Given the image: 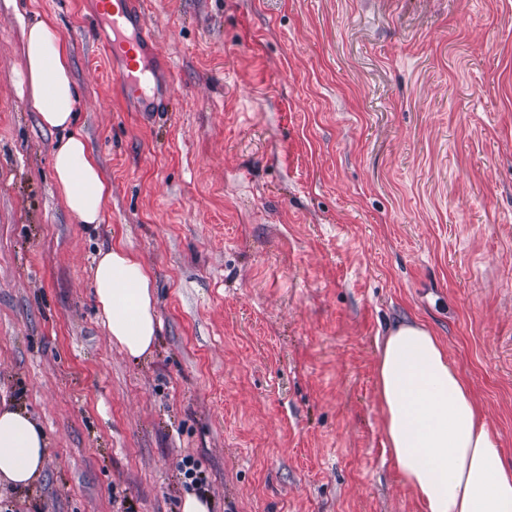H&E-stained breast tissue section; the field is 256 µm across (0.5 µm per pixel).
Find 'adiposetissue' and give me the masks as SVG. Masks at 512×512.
<instances>
[{
    "label": "adipose tissue",
    "mask_w": 512,
    "mask_h": 512,
    "mask_svg": "<svg viewBox=\"0 0 512 512\" xmlns=\"http://www.w3.org/2000/svg\"><path fill=\"white\" fill-rule=\"evenodd\" d=\"M22 33L38 122L60 134L52 167L64 205L80 223H101L112 190L75 129L68 45L48 16ZM92 285L113 343L132 357L147 354L159 326L151 269L120 242L97 252ZM378 352L377 397L388 446L423 512H512V467L504 465L486 411L439 338L404 320L388 327ZM45 457L42 427L25 410L0 406V484L32 485Z\"/></svg>",
    "instance_id": "1"
}]
</instances>
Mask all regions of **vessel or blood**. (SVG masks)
I'll return each mask as SVG.
<instances>
[{
  "label": "vessel or blood",
  "mask_w": 512,
  "mask_h": 512,
  "mask_svg": "<svg viewBox=\"0 0 512 512\" xmlns=\"http://www.w3.org/2000/svg\"><path fill=\"white\" fill-rule=\"evenodd\" d=\"M90 3L97 25L109 31L103 45L127 102L139 112L165 111L171 71L155 67L163 53L143 21L140 0Z\"/></svg>",
  "instance_id": "b4317fda"
}]
</instances>
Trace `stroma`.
<instances>
[{
	"mask_svg": "<svg viewBox=\"0 0 512 512\" xmlns=\"http://www.w3.org/2000/svg\"><path fill=\"white\" fill-rule=\"evenodd\" d=\"M68 44L77 127L112 186L64 207L22 24ZM166 111H127L88 0H0V402L48 448L0 512H423L386 446L377 345L442 341L512 464V0H145ZM153 272L150 354L91 286ZM93 263L97 308L112 342L131 357L147 354L159 326L151 269L123 242L100 249Z\"/></svg>",
	"mask_w": 512,
	"mask_h": 512,
	"instance_id": "obj_1",
	"label": "stroma"
}]
</instances>
